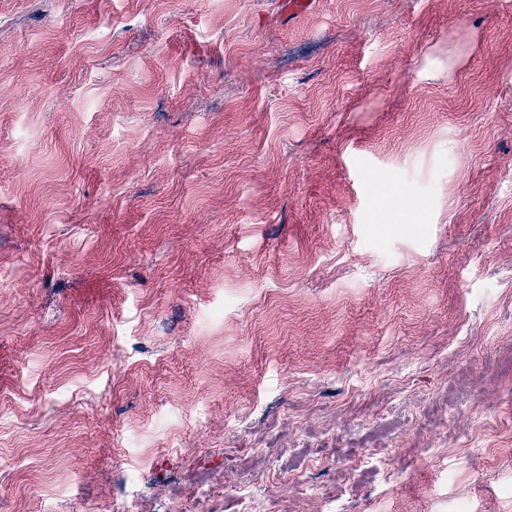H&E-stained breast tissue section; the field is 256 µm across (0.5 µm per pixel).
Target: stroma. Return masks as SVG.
Segmentation results:
<instances>
[{"instance_id":"obj_1","label":"stroma","mask_w":512,"mask_h":512,"mask_svg":"<svg viewBox=\"0 0 512 512\" xmlns=\"http://www.w3.org/2000/svg\"><path fill=\"white\" fill-rule=\"evenodd\" d=\"M274 2L0 0V512H512V0Z\"/></svg>"}]
</instances>
